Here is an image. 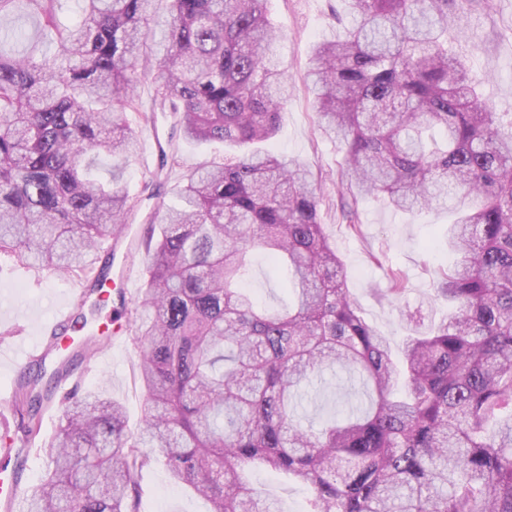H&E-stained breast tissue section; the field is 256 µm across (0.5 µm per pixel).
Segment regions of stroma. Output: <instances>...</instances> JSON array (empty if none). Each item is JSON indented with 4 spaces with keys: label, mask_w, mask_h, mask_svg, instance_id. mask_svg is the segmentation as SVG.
Returning a JSON list of instances; mask_svg holds the SVG:
<instances>
[{
    "label": "stroma",
    "mask_w": 512,
    "mask_h": 512,
    "mask_svg": "<svg viewBox=\"0 0 512 512\" xmlns=\"http://www.w3.org/2000/svg\"><path fill=\"white\" fill-rule=\"evenodd\" d=\"M342 0H269L273 22L283 33L282 56L295 86L293 97L281 113L280 130L266 142L267 150L296 159L320 174L324 199L320 220L344 262L347 284L364 316L392 341H401L409 330L407 312L423 322L439 320L447 306L433 300L437 272L448 268L455 255L448 248V226L455 215L446 209L419 214L395 211L379 198L357 204L359 232L350 231L339 219L337 204L343 151L315 129L305 74L315 42L336 33L333 11L343 10ZM479 49L471 58L474 71L494 74L486 92L498 111H512V0H491L477 7L473 17ZM170 113H158L154 126L143 129L140 151L125 182L131 198L129 230L121 252L135 272L133 300H140L146 284V254L141 244L145 228L155 213L176 200V187L189 170L223 161L227 154L220 143H191L173 134ZM400 276L405 291L400 299L388 292L391 276ZM76 278L45 267L34 270L0 253V344L30 346L45 342L44 323L69 298ZM257 299L270 309L288 301L281 275L264 259H257L250 278ZM117 320L120 330L93 356L79 360L66 382L67 389L106 393L124 407L129 432H137L144 413L145 393L138 381L137 359L129 308L109 300L95 314L96 323ZM323 392L309 393L300 412L313 427L344 416L360 400L343 375L325 374ZM248 477L264 496L278 500L284 512H305L306 487L266 468ZM140 512H209L210 504L193 490L176 485L161 463L139 471Z\"/></svg>",
    "instance_id": "35a3bbf8"
}]
</instances>
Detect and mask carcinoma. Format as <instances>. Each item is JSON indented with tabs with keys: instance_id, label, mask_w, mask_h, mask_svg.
<instances>
[{
	"instance_id": "cac0c4a2",
	"label": "carcinoma",
	"mask_w": 512,
	"mask_h": 512,
	"mask_svg": "<svg viewBox=\"0 0 512 512\" xmlns=\"http://www.w3.org/2000/svg\"><path fill=\"white\" fill-rule=\"evenodd\" d=\"M268 0H0V252L92 283L101 241L123 231L124 173L154 112L183 137L226 147L279 131L288 74ZM338 35L308 70L316 128L344 146L342 221L381 196L397 210L450 205L457 253L434 283L448 315L415 323L394 353L361 315L301 162L244 153L186 174L147 252L134 307L143 427L123 406L69 392L66 425L40 411L72 361L18 380L22 431L49 463L24 512H139L134 473L163 460L210 512H283L257 495L255 464L301 482L306 512H512V112L484 94L467 49L481 0H343ZM55 45L48 52L47 45ZM154 79L152 113L134 91ZM109 156L110 179L92 173ZM264 252L292 305L257 309ZM356 375L370 406L314 430L302 390L326 368Z\"/></svg>"
}]
</instances>
